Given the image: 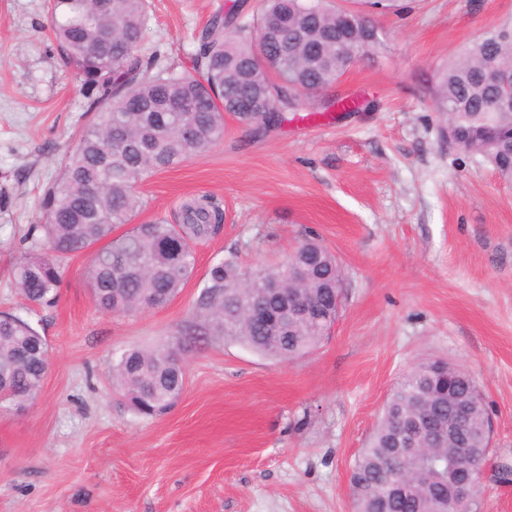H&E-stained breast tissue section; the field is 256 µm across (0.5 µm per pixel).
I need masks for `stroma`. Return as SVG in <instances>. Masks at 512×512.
<instances>
[{"instance_id":"stroma-1","label":"stroma","mask_w":512,"mask_h":512,"mask_svg":"<svg viewBox=\"0 0 512 512\" xmlns=\"http://www.w3.org/2000/svg\"><path fill=\"white\" fill-rule=\"evenodd\" d=\"M234 0H148L145 47L190 65ZM372 12L384 48L338 93L361 103L266 135L226 118L203 156L155 173L134 218L175 224L210 194L224 230L196 247L166 307L97 310L91 252L62 263L57 302L26 303L10 270L45 187L92 116L52 41L46 0H0V311L28 319L50 368L22 413L0 411V512H352L350 469L394 385L442 358L473 377L512 462V184L442 137L432 87L474 40L512 25V0H398ZM318 234L344 273L341 316L313 353L279 361L213 340L185 360L183 393L144 418L111 381L124 349L177 336L210 266L282 259Z\"/></svg>"}]
</instances>
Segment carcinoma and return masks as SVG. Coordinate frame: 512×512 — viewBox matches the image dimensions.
I'll use <instances>...</instances> for the list:
<instances>
[{"label": "carcinoma", "mask_w": 512, "mask_h": 512, "mask_svg": "<svg viewBox=\"0 0 512 512\" xmlns=\"http://www.w3.org/2000/svg\"><path fill=\"white\" fill-rule=\"evenodd\" d=\"M365 15L337 8L327 0H263L253 24L230 8L214 14L202 31L195 65L188 70L143 46L147 0H54L49 17L57 48L70 59L93 121L61 162L60 174L46 188L41 209L47 220L32 225L29 246L11 269L12 282L30 303L53 304L62 279V258L93 250L86 276L99 310L127 314L167 306L195 269L193 244L214 235L224 213L203 195L182 208L181 223L157 220L121 234L143 208L138 190L148 177L208 152L224 138L225 115L241 98L265 97L276 103L261 121L282 123L310 108L314 93L333 85L354 63L370 59L382 40L363 33ZM110 46L96 60L84 46L102 32ZM490 65L512 74V29H500L472 42L464 54L438 73L433 105L452 125L455 138L481 152L499 178L512 183V150L495 140L512 134V110L503 98L512 86L491 87L482 73ZM207 99L212 109L199 110ZM97 188V193L89 189ZM301 261L308 279L298 282L285 270ZM255 278H277L281 293L313 302L317 316L298 319L288 333H270L252 310L276 311L281 299L248 287ZM343 269L313 234L273 267L244 268L231 254L213 264L195 300L177 345L124 350L112 361V379L142 417L163 415L181 396L185 357L213 338L241 343L265 356L293 360L311 353L327 335L325 315L337 313V285ZM434 360L410 369L391 390L366 448L350 470L354 512H437L465 477H448V463L467 456L487 462L484 434L489 413L467 373L448 366V382L433 373ZM48 343L33 325L12 313L0 314V407L30 401L48 370ZM427 415L452 433L446 446L416 454L394 447L399 420ZM420 475L424 489L395 492L403 474Z\"/></svg>", "instance_id": "carcinoma-1"}]
</instances>
